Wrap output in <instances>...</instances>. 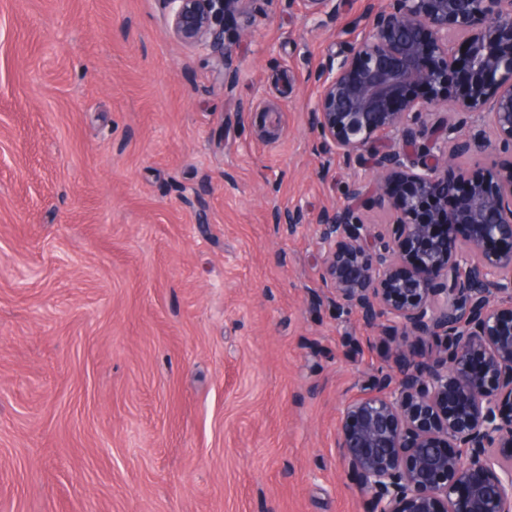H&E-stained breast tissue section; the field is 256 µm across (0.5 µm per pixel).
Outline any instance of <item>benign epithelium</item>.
I'll return each instance as SVG.
<instances>
[{"label":"benign epithelium","mask_w":512,"mask_h":512,"mask_svg":"<svg viewBox=\"0 0 512 512\" xmlns=\"http://www.w3.org/2000/svg\"><path fill=\"white\" fill-rule=\"evenodd\" d=\"M173 36L233 84L258 0H162ZM338 15L337 0H305ZM311 124L349 167L344 203L310 218L330 299L387 339L393 367L341 409L336 448L370 512H512V0H370L323 71ZM488 113L491 136L473 118ZM374 200L387 224L365 220ZM453 206H448V200ZM412 338L429 344L415 356ZM488 152L487 145L483 142H474L471 146V151L468 155L464 156L461 161L463 163H470L471 161H492L495 160L500 163H508L512 160V152L508 150H500L493 154H485Z\"/></svg>","instance_id":"benign-epithelium-1"}]
</instances>
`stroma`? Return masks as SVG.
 Segmentation results:
<instances>
[{"label":"stroma","instance_id":"35a3bbf8","mask_svg":"<svg viewBox=\"0 0 512 512\" xmlns=\"http://www.w3.org/2000/svg\"><path fill=\"white\" fill-rule=\"evenodd\" d=\"M365 0L258 15L232 89L162 0H0V512H368L342 404L390 364L312 226Z\"/></svg>","mask_w":512,"mask_h":512}]
</instances>
